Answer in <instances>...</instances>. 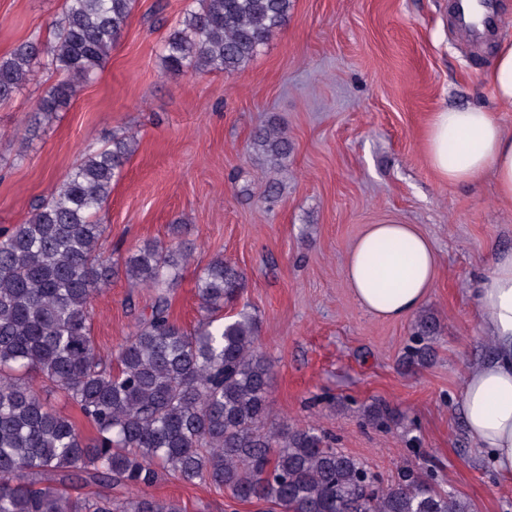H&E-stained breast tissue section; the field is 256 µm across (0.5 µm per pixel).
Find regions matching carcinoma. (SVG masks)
<instances>
[{"label":"carcinoma","instance_id":"obj_1","mask_svg":"<svg viewBox=\"0 0 512 512\" xmlns=\"http://www.w3.org/2000/svg\"><path fill=\"white\" fill-rule=\"evenodd\" d=\"M135 0H66L53 40L20 42L0 57V102L47 62L64 75L38 100L49 117L102 67ZM293 0H191L164 45L174 73L244 69L288 21ZM252 146L273 165L288 157L280 126L258 128ZM134 151L125 133L86 152L23 223L0 232V512H184L147 490L162 477L216 485L268 512H471L433 475L405 469L383 483L359 457L312 425L272 421L271 364L257 349L259 322L224 308L245 289L222 257L197 279L200 318L170 314L189 253L146 242L121 262L99 250L100 215ZM123 273L154 291L150 312L107 355L91 336L96 296ZM433 322L420 320L416 356H430ZM76 405L94 426L89 442L50 407L35 380ZM94 485L91 495L69 487Z\"/></svg>","mask_w":512,"mask_h":512}]
</instances>
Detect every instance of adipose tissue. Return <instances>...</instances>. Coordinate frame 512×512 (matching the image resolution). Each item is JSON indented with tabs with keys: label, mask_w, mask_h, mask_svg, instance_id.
I'll return each instance as SVG.
<instances>
[{
	"label": "adipose tissue",
	"mask_w": 512,
	"mask_h": 512,
	"mask_svg": "<svg viewBox=\"0 0 512 512\" xmlns=\"http://www.w3.org/2000/svg\"><path fill=\"white\" fill-rule=\"evenodd\" d=\"M484 80L496 108L512 109V41L503 42ZM496 109L445 107L433 112L425 159L451 185L492 175L499 199L512 202V135ZM438 255L412 224H371L349 249L345 276L356 301L373 316L399 320L415 312L433 288ZM490 357L463 381L461 413L469 436L500 476L512 478V251L497 253L475 292Z\"/></svg>",
	"instance_id": "ef3b65f1"
}]
</instances>
